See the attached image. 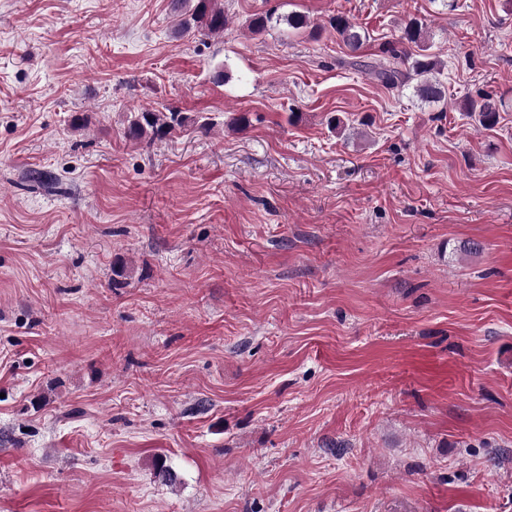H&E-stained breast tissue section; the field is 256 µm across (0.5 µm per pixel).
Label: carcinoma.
<instances>
[{"mask_svg": "<svg viewBox=\"0 0 512 512\" xmlns=\"http://www.w3.org/2000/svg\"><path fill=\"white\" fill-rule=\"evenodd\" d=\"M172 9L176 28L181 34L193 31L202 36L218 35L224 32L227 24L222 0H173ZM273 16L272 12L253 15L248 29L255 34L265 31L270 27ZM330 25L353 52L359 50L367 40L366 34L343 16L331 18ZM413 46L418 47V52H412ZM431 49L432 45L426 43L425 24L412 17L405 23L397 39L379 46L381 58L368 65V70L388 88L404 87L413 80L414 95L419 100L424 103L440 102L445 92L441 80L443 65ZM465 111L478 116V122L485 128L498 122V104L488 94L468 101ZM183 122L184 118L176 112L145 110L135 113L126 135L137 140L150 132L166 134L182 126Z\"/></svg>", "mask_w": 512, "mask_h": 512, "instance_id": "1", "label": "carcinoma"}]
</instances>
